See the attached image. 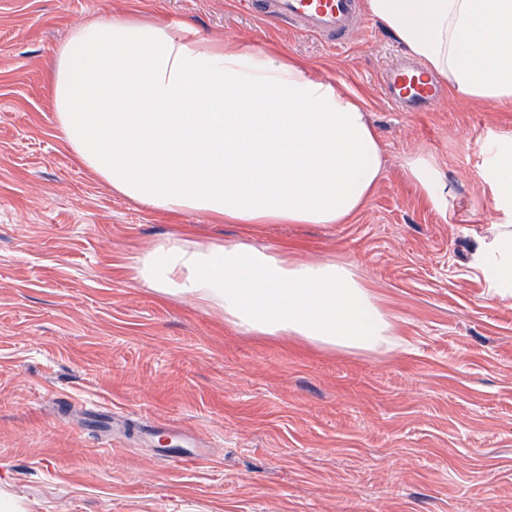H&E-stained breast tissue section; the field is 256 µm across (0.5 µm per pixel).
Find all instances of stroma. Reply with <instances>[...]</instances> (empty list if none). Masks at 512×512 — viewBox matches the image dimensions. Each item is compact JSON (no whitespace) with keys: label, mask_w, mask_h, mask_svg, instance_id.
<instances>
[{"label":"stroma","mask_w":512,"mask_h":512,"mask_svg":"<svg viewBox=\"0 0 512 512\" xmlns=\"http://www.w3.org/2000/svg\"><path fill=\"white\" fill-rule=\"evenodd\" d=\"M115 12L277 42L361 94L386 164L363 210L211 224L112 193L64 144L51 76L73 29ZM403 52L364 16L338 49L236 0H0V496L21 512H512V299L469 266L495 217L479 145L512 134V103L393 111L378 77ZM420 150L447 168L448 215L403 177ZM186 231L352 262L406 346L249 336L132 279L133 257Z\"/></svg>","instance_id":"stroma-1"}]
</instances>
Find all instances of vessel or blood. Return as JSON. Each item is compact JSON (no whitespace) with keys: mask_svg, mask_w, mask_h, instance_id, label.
Returning a JSON list of instances; mask_svg holds the SVG:
<instances>
[{"mask_svg":"<svg viewBox=\"0 0 512 512\" xmlns=\"http://www.w3.org/2000/svg\"><path fill=\"white\" fill-rule=\"evenodd\" d=\"M240 6L264 19L283 20L300 31L343 47L349 44L359 14V0H239ZM381 84L390 104L401 112H420L438 96L434 82L415 75L411 65L386 69Z\"/></svg>","mask_w":512,"mask_h":512,"instance_id":"1","label":"vessel or blood"}]
</instances>
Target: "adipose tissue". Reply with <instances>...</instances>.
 Instances as JSON below:
<instances>
[{
	"label": "adipose tissue",
	"instance_id": "adipose-tissue-1",
	"mask_svg": "<svg viewBox=\"0 0 512 512\" xmlns=\"http://www.w3.org/2000/svg\"><path fill=\"white\" fill-rule=\"evenodd\" d=\"M424 71L474 103L512 101V0H363ZM52 100L74 157L152 210L224 224H346L385 171L362 97L250 40L190 38L124 13L78 26L57 50ZM498 217L472 269L512 296V138L481 146ZM406 180L432 209L454 197L445 166L413 152ZM162 297L217 312L237 332L323 350L387 353L397 319L345 260L167 238L128 265Z\"/></svg>",
	"mask_w": 512,
	"mask_h": 512
}]
</instances>
